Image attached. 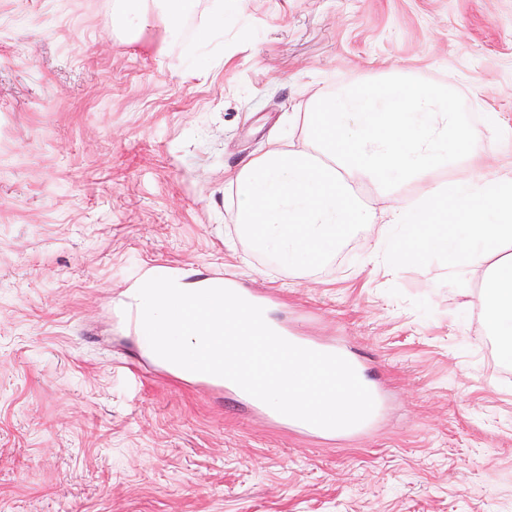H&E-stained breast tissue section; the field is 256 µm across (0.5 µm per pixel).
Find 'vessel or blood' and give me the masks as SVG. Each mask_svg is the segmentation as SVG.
Listing matches in <instances>:
<instances>
[{
	"label": "vessel or blood",
	"instance_id": "b4317fda",
	"mask_svg": "<svg viewBox=\"0 0 512 512\" xmlns=\"http://www.w3.org/2000/svg\"><path fill=\"white\" fill-rule=\"evenodd\" d=\"M121 322L123 326L130 331L133 339L139 342L141 350H148L149 344L144 340V332L141 325L140 303L132 298H124L120 305ZM276 332L284 338L292 339L294 344L306 347L318 352L348 356V349L336 341L321 342L303 336H293L286 325L279 324L275 327ZM189 379L201 389L224 395L225 398L232 400L237 406L242 407L249 417L260 418L267 422L286 428L292 432L304 435L314 440L324 442L331 435L330 430L316 427L308 423L284 416L271 407L258 400L257 398L244 392L235 383L218 376L202 373H190ZM368 388L374 398L376 410L362 423L346 428V435L352 437L364 436L370 433L377 423L380 414V408L384 406V392L376 383H369Z\"/></svg>",
	"mask_w": 512,
	"mask_h": 512
}]
</instances>
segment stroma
Returning <instances> with one entry per match:
<instances>
[{"instance_id": "obj_1", "label": "stroma", "mask_w": 512, "mask_h": 512, "mask_svg": "<svg viewBox=\"0 0 512 512\" xmlns=\"http://www.w3.org/2000/svg\"><path fill=\"white\" fill-rule=\"evenodd\" d=\"M112 2L0 0V512H512V370L447 267L369 261V224L290 273L224 182L315 89L390 66L512 125V0H195L133 38ZM153 262L367 353L377 431L318 444L154 375L112 314Z\"/></svg>"}]
</instances>
